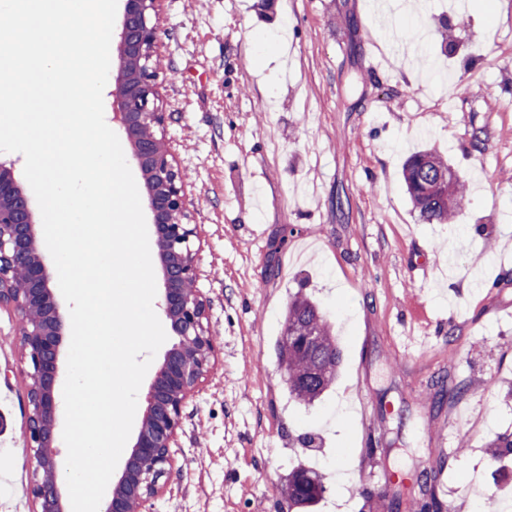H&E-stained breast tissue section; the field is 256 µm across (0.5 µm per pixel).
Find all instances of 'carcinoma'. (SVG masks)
<instances>
[{
  "label": "carcinoma",
  "mask_w": 512,
  "mask_h": 512,
  "mask_svg": "<svg viewBox=\"0 0 512 512\" xmlns=\"http://www.w3.org/2000/svg\"><path fill=\"white\" fill-rule=\"evenodd\" d=\"M402 177L406 191L426 224H446L467 201L465 182L440 154L422 150L405 163ZM282 333L314 344L295 346L281 339L278 352L288 370L289 395L299 403H314L336 379L341 350L328 314L310 296L298 294L288 304ZM325 492L322 474L315 468L297 466L288 474V507L309 512Z\"/></svg>",
  "instance_id": "carcinoma-1"
}]
</instances>
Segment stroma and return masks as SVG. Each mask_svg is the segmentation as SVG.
Segmentation results:
<instances>
[{"label": "stroma", "mask_w": 512, "mask_h": 512, "mask_svg": "<svg viewBox=\"0 0 512 512\" xmlns=\"http://www.w3.org/2000/svg\"><path fill=\"white\" fill-rule=\"evenodd\" d=\"M394 2L164 0L165 135L217 358L153 512H288L301 464L324 476L315 512H422L426 457L440 504L512 502V462L486 450L512 433V0H421L390 37ZM424 148L469 186L452 223H422L402 183ZM300 290L343 351L309 406L276 351ZM19 328L0 311V512L36 508ZM441 372L465 391L438 409Z\"/></svg>", "instance_id": "35a3bbf8"}]
</instances>
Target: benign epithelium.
<instances>
[{
  "label": "benign epithelium",
  "instance_id": "7a95c632",
  "mask_svg": "<svg viewBox=\"0 0 512 512\" xmlns=\"http://www.w3.org/2000/svg\"><path fill=\"white\" fill-rule=\"evenodd\" d=\"M122 2V21L113 35L118 70L112 123L129 142L142 174L163 279L158 307L175 342L144 394L137 435L100 512H152L153 502L166 492L183 409L207 379L217 351L207 303L196 288L199 226L191 223L185 181L164 133L163 0ZM39 229L36 201L18 179L15 163L0 157V309L22 321L19 346L28 365V438L35 459L31 494L35 512H69L58 451L66 322L50 272L54 262Z\"/></svg>",
  "mask_w": 512,
  "mask_h": 512
}]
</instances>
